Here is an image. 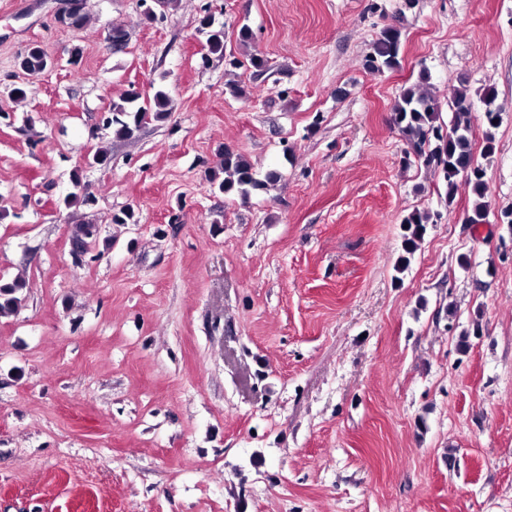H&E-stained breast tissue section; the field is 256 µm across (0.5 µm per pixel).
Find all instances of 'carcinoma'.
<instances>
[{
  "mask_svg": "<svg viewBox=\"0 0 512 512\" xmlns=\"http://www.w3.org/2000/svg\"><path fill=\"white\" fill-rule=\"evenodd\" d=\"M207 27L205 45L212 54L224 52V26L215 24L211 14L201 18ZM401 31L395 26L385 27L374 41L370 58L376 62L378 71L399 66ZM52 66L45 51L38 45L29 46L20 56V68L30 74H41ZM484 105L485 122L497 127L501 109L496 104V93L487 88L480 94ZM174 109V100L167 91L157 88L144 97L132 89L112 103V116L106 126L112 128L117 139H131L140 128L151 120H162ZM472 110V100L467 87L456 90L452 99L453 118L445 124L440 120L437 99L415 84L403 90L392 108V124L405 138L413 154L424 159L428 165H435L446 186V202L453 203L460 185H465L474 198L469 224H483L488 215L485 198L487 187L484 169L475 162L467 116ZM474 171L466 180L462 172L469 167ZM277 180V175L269 173L265 179L256 177L253 165L242 153L226 146L219 164V172L210 177V183L219 191L235 194L248 199L252 193L266 188L268 183ZM436 223L435 215L429 212L412 211L403 220L404 251L413 254L427 230V225ZM96 229L92 224H77L72 231V253L80 260L86 251L87 240L94 237ZM28 283L19 276L11 281H0V317L16 313L26 299Z\"/></svg>",
  "mask_w": 512,
  "mask_h": 512,
  "instance_id": "1",
  "label": "carcinoma"
}]
</instances>
